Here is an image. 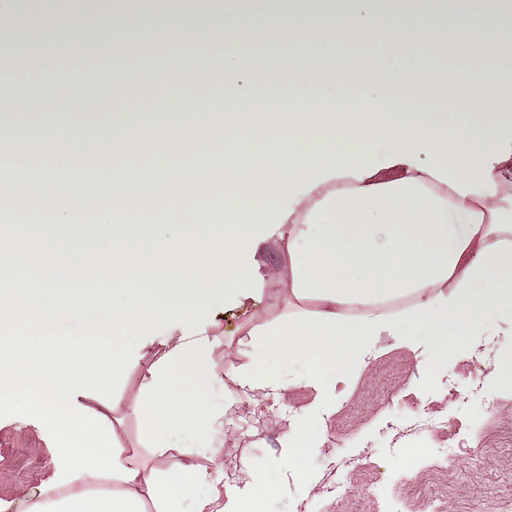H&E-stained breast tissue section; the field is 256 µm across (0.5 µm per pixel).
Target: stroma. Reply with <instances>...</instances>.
Segmentation results:
<instances>
[{
  "label": "stroma",
  "mask_w": 512,
  "mask_h": 512,
  "mask_svg": "<svg viewBox=\"0 0 512 512\" xmlns=\"http://www.w3.org/2000/svg\"><path fill=\"white\" fill-rule=\"evenodd\" d=\"M511 342L512 325L491 326L455 356L443 384L427 390L414 354L397 346L392 337H381L380 352L367 372L336 399V411L327 422V440L309 462L315 479L312 488L283 485L280 471L270 470L278 490L265 501V512H382L388 498L401 499L405 512H416L419 488L438 490L441 512H498L500 496L512 491V385L493 386L486 378L501 364ZM252 352L248 325L239 321L220 327L213 371L224 381L225 397L235 401L224 416V473L241 484L247 480L243 461L279 457L282 438L293 419L315 398L311 388L296 383L279 398L250 403L226 367L250 366ZM139 382L140 373L133 370L116 386L120 403L112 416L119 446L137 449L139 460L149 463L153 457L143 445L140 422L130 411ZM452 386L463 394L478 387L496 394L495 413L476 408L432 435L411 431L413 417L422 406L447 413ZM270 415L276 418V426L264 425ZM452 437L472 438L480 450L477 463L464 468L434 457V448ZM413 448L418 454L411 460L407 454ZM51 473L50 455L37 428L10 417L0 419V512H27ZM339 478L350 482L347 495L326 496L325 487Z\"/></svg>",
  "instance_id": "stroma-1"
}]
</instances>
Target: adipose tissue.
<instances>
[{
	"label": "adipose tissue",
	"mask_w": 512,
	"mask_h": 512,
	"mask_svg": "<svg viewBox=\"0 0 512 512\" xmlns=\"http://www.w3.org/2000/svg\"><path fill=\"white\" fill-rule=\"evenodd\" d=\"M19 17L67 32L9 47L14 73L41 62L46 111H17L0 79V123L36 127L46 145L30 161L0 143V166L27 187H1L0 209L44 227L0 258V413L37 426L54 462L28 512H263L266 465L245 462L242 486L224 478L212 369L224 319L250 325L253 363L232 371L249 402L279 396L294 367L315 392L274 462L301 489L338 387L367 370L379 336L410 349L431 388L467 337L512 323V77L500 66L512 0H233L194 13L0 0L1 22ZM162 30L179 43L161 69L149 48ZM124 58L104 92L100 65ZM161 70L210 91L189 121L181 94L153 112L130 96ZM261 95L287 111H253ZM426 101L450 110L420 111ZM61 140L73 151L58 153ZM162 202L172 227L134 251ZM272 241L293 296L317 309L265 320ZM135 368L131 411L154 466L116 445L112 387ZM179 439L197 461L165 462Z\"/></svg>",
	"instance_id": "adipose-tissue-1"
}]
</instances>
